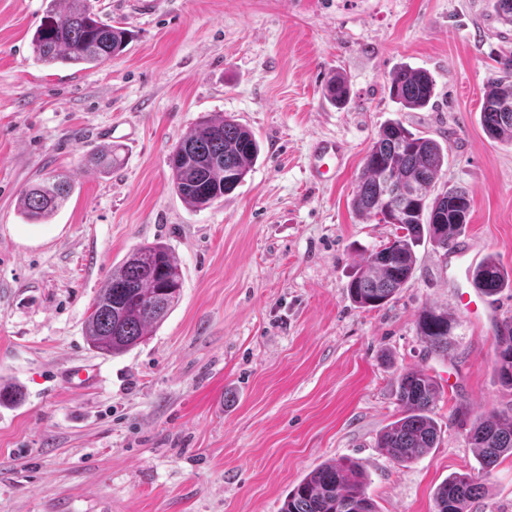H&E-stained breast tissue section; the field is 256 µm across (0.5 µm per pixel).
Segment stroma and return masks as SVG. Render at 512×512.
Wrapping results in <instances>:
<instances>
[{"mask_svg":"<svg viewBox=\"0 0 512 512\" xmlns=\"http://www.w3.org/2000/svg\"><path fill=\"white\" fill-rule=\"evenodd\" d=\"M130 30L126 50L98 68L35 61L46 0H0V512H280L320 463L348 456L368 477L377 512H433L448 476L478 465L456 408L512 409L494 369L495 316L455 303L452 260L431 243L385 307L366 310L346 285L395 225L350 205L380 127L401 119L448 150L439 188L466 186L470 220L456 240L512 269V145L480 123L482 95L512 23L495 0H90ZM408 65L436 95L400 111L387 86ZM344 74L350 100L323 96ZM204 115L249 128L261 146L244 182L197 211L176 194L167 158ZM126 134L107 174L83 158ZM346 147L333 180L314 183L316 140ZM51 176L74 185L45 224L18 201ZM168 244L181 298L131 351L102 356L85 320L113 267L140 245ZM426 306L458 326L453 358L416 331ZM74 366L97 383L56 379ZM423 368L439 381L437 448L397 464L375 442L399 412L394 380ZM472 512H512V457L492 470Z\"/></svg>","mask_w":512,"mask_h":512,"instance_id":"obj_1","label":"stroma"}]
</instances>
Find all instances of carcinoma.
Segmentation results:
<instances>
[{"label":"carcinoma","mask_w":512,"mask_h":512,"mask_svg":"<svg viewBox=\"0 0 512 512\" xmlns=\"http://www.w3.org/2000/svg\"><path fill=\"white\" fill-rule=\"evenodd\" d=\"M128 40V31L102 21L88 0H49L32 39V53L43 64L90 69L121 54ZM498 64L499 71L484 88L480 123L490 139L512 143V56L500 58ZM434 90L433 77L423 69L402 66L389 77V93L402 111L427 107ZM324 96L336 108L345 106L350 96L347 78L332 75ZM259 153V143L248 128L230 118L203 116L169 155L173 188L190 207L207 209L238 188ZM118 162L119 155L110 147L84 159L85 165L102 170ZM447 165L448 152L438 141L416 135L401 120L380 128L364 158L351 207L358 216L379 224L380 217L396 209L406 220L393 239L367 256L347 284V295L358 307L372 310L388 304L412 277L416 248L427 239L446 251L469 223L471 198L466 188L435 193ZM71 191L67 179L29 187L19 199L22 219L27 224L46 223ZM472 280L487 298L512 289V273L492 256L475 267ZM181 289V272L166 244L156 241L137 248L112 268L90 307L85 321L89 347L113 357L137 347L178 304ZM456 327L446 310L425 307L418 314L417 334L432 354L451 355ZM494 365L501 385L512 388L511 319L497 326ZM394 386L400 416L380 433L375 448L404 465L438 447L441 428L433 410L440 386L424 369L400 373ZM455 421L466 428L479 469L443 481L434 493V512H470L471 505L486 496L491 470L502 457L512 456V412L494 410L472 417L460 408ZM367 484L356 460L326 461L293 487L280 512H377Z\"/></svg>","instance_id":"cac0c4a2"}]
</instances>
